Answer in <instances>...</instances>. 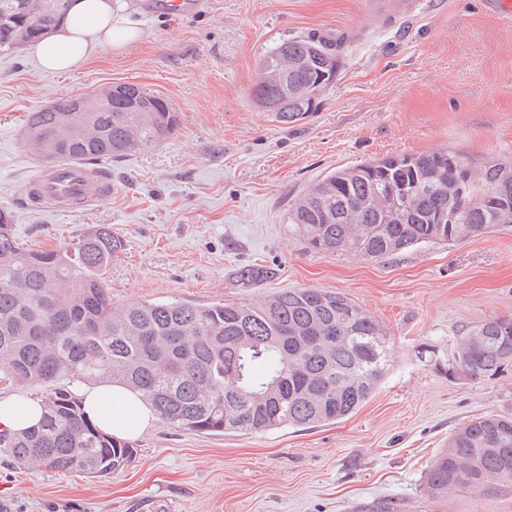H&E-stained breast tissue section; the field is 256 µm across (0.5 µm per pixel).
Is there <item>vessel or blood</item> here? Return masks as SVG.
I'll return each mask as SVG.
<instances>
[{"instance_id":"1","label":"vessel or blood","mask_w":512,"mask_h":512,"mask_svg":"<svg viewBox=\"0 0 512 512\" xmlns=\"http://www.w3.org/2000/svg\"><path fill=\"white\" fill-rule=\"evenodd\" d=\"M421 0H367L368 14L408 17L421 9ZM27 201L71 214L97 209L112 198V178L106 167L69 163L43 166L25 185Z\"/></svg>"}]
</instances>
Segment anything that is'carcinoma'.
Here are the masks:
<instances>
[{
	"instance_id": "cac0c4a2",
	"label": "carcinoma",
	"mask_w": 512,
	"mask_h": 512,
	"mask_svg": "<svg viewBox=\"0 0 512 512\" xmlns=\"http://www.w3.org/2000/svg\"><path fill=\"white\" fill-rule=\"evenodd\" d=\"M0 0V51L13 32L39 21L25 5ZM344 38L317 35L282 40L260 61L254 95L272 120H306L336 83ZM70 98L25 114L50 139L59 162H104L164 141L176 130L170 102L141 85L112 86V98L74 135L62 122ZM445 187L415 186L433 165ZM490 160L475 171L462 156L437 150L339 168L313 184L289 211L307 248L336 255L382 258L430 242H457L503 226L495 201L512 202V182ZM468 190L449 198L454 181ZM406 188L401 218L388 221L389 194ZM453 218L437 221L443 211ZM124 242L108 224L50 250L21 246L11 212L0 210V383L47 387L44 415L32 430L0 429V452L15 462L90 477L122 470L136 450L85 419L74 385L116 380L139 391L173 428L201 433L257 434L286 425L338 422L367 401L390 362L385 327L347 296L320 288H289L252 306L134 301L116 306L106 273ZM275 277L254 264L236 272L248 287ZM512 364V319L491 318L464 329L448 358V378L491 377ZM428 498L458 490L492 493L512 488V417L471 419L425 472ZM352 512H404L399 499L380 497Z\"/></svg>"
}]
</instances>
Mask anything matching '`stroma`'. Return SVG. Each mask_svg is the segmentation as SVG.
<instances>
[{
	"label": "stroma",
	"mask_w": 512,
	"mask_h": 512,
	"mask_svg": "<svg viewBox=\"0 0 512 512\" xmlns=\"http://www.w3.org/2000/svg\"><path fill=\"white\" fill-rule=\"evenodd\" d=\"M139 39L103 48L70 74L43 73L26 50L0 52V209L22 246L43 249L111 225L124 250L106 274L114 303L248 304L280 289L340 292L387 326L393 365L338 423L261 434H201L156 422L110 475L28 469L0 454V512H351L394 497L416 512H512V491L433 503L424 473L467 420L512 415V368L454 381L416 356L447 357L459 330L512 317V227L379 259L315 253L289 208L339 167L448 149L473 168L512 163V18L484 0H426L414 17L366 23L365 0H125ZM348 41L336 84L302 124L256 102L258 62L309 33ZM134 83L166 97L174 134L109 162L112 200L70 215L26 206L39 162L23 113L59 97ZM275 268L253 288L245 265Z\"/></svg>",
	"instance_id": "1"
}]
</instances>
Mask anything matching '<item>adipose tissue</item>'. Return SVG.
<instances>
[{"instance_id": "obj_1", "label": "adipose tissue", "mask_w": 512, "mask_h": 512, "mask_svg": "<svg viewBox=\"0 0 512 512\" xmlns=\"http://www.w3.org/2000/svg\"><path fill=\"white\" fill-rule=\"evenodd\" d=\"M137 30L118 0H71L61 24L29 46L40 68L49 74L75 71L105 47H120L136 39ZM88 419L121 439L138 436L157 419L138 393L119 383L101 382L78 388ZM43 417L40 402L23 392L0 398V429L21 431Z\"/></svg>"}]
</instances>
